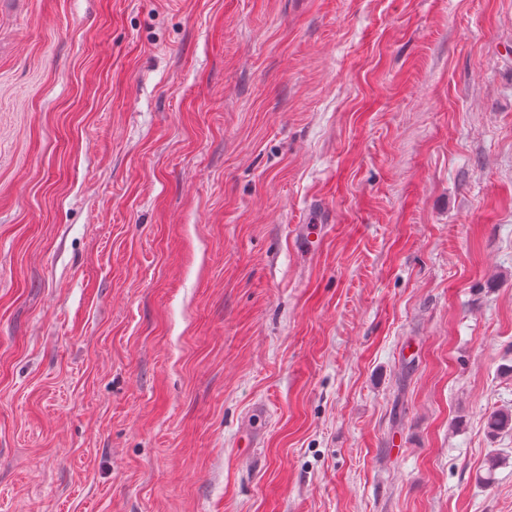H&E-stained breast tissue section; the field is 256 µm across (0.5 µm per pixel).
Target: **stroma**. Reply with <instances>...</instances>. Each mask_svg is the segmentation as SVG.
I'll return each mask as SVG.
<instances>
[{
  "label": "stroma",
  "mask_w": 512,
  "mask_h": 512,
  "mask_svg": "<svg viewBox=\"0 0 512 512\" xmlns=\"http://www.w3.org/2000/svg\"><path fill=\"white\" fill-rule=\"evenodd\" d=\"M506 409L512 0H0V512H512Z\"/></svg>",
  "instance_id": "stroma-1"
}]
</instances>
